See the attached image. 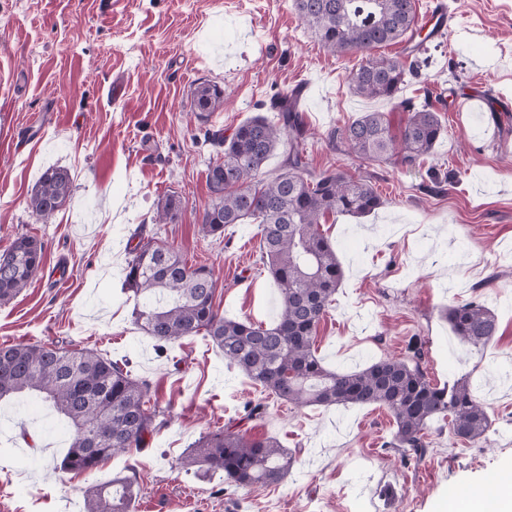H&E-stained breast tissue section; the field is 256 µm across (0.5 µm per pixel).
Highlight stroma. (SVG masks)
Masks as SVG:
<instances>
[{
	"label": "stroma",
	"instance_id": "obj_1",
	"mask_svg": "<svg viewBox=\"0 0 512 512\" xmlns=\"http://www.w3.org/2000/svg\"><path fill=\"white\" fill-rule=\"evenodd\" d=\"M454 7L455 31L426 42L403 91L417 100L434 88L445 132L421 167L403 170L328 146L327 131L361 113L401 115L353 93L361 55L328 54L291 0H0V249L20 234L45 246L31 285L0 305V344L66 342L127 363L165 412L148 447L74 474L56 468L69 431L42 401L1 404L0 512H87L88 489L118 475L141 489L133 512H451L473 489L512 478V110L451 109L460 92L512 102V0ZM203 81L224 91L207 124L190 99ZM304 83L310 167L370 177L385 201L322 226L344 279L318 328L317 356L328 370H357L421 340L428 377L468 378L492 427L481 443L456 444L447 422H433L429 452L407 468L387 445L393 425L382 408L273 402L248 432L277 438L296 463L279 485L230 489L182 462L265 395L204 336L158 351L134 320L126 244L158 234L190 264L212 268L226 317L274 324L279 293L259 260L256 225H226L218 238L200 230L216 155L204 133L270 115L275 94ZM52 165L70 170L73 189L45 224L27 199ZM435 177L444 182L437 194ZM170 193L183 202L180 220L154 223ZM475 296L498 319L478 353L441 315ZM387 485L397 498L380 496Z\"/></svg>",
	"mask_w": 512,
	"mask_h": 512
}]
</instances>
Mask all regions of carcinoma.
<instances>
[{
	"instance_id": "cac0c4a2",
	"label": "carcinoma",
	"mask_w": 512,
	"mask_h": 512,
	"mask_svg": "<svg viewBox=\"0 0 512 512\" xmlns=\"http://www.w3.org/2000/svg\"><path fill=\"white\" fill-rule=\"evenodd\" d=\"M293 8L322 48L334 56L361 53L365 60L351 76L353 93L389 101L407 118L396 126L388 112H364L350 124L331 130L332 147H346L357 157L415 169L443 135L440 115L429 99L402 96L418 76L417 61L375 56L382 45L420 33L415 0H293ZM197 118L209 120L224 102V90L201 82L191 91ZM273 123L256 114L236 127L206 130L218 148L207 166L210 202L200 224L206 236H221L227 224L259 227L260 260L277 285L280 312L265 327L227 318L213 303L215 281L205 265L190 266L179 251L157 237L143 236L128 249L125 284L137 298L135 322L158 347L203 335L267 397L296 408L378 405L393 418L386 446L402 451L414 466L428 452L430 425L448 422L454 442L474 444L491 426L484 404L469 382L452 386L432 382L422 367L423 345L406 347L402 356H386L357 371L333 372L315 355L314 340L340 287L344 271L321 224L331 216H364L384 200L366 176L336 168H309L308 129L292 100L276 97ZM286 154L280 172L261 177L266 160L278 149ZM72 177L65 167L43 171L31 191L28 208L47 222L69 200ZM183 203L168 194L157 202V224H175ZM14 264L0 265V304L28 288L44 264L43 242L21 234L0 251ZM445 318L455 338L476 350L498 332L495 314L478 297L448 306ZM35 392L52 404L72 428L71 442L58 469L90 473L100 463L132 448L146 446L158 429L162 411L151 401L150 384L92 350L41 342L0 345V402ZM186 463L220 473L224 485L237 489L277 485L291 472L295 456L273 437L256 438L219 427L208 432ZM134 481L114 479L93 487L88 512H131Z\"/></svg>"
}]
</instances>
